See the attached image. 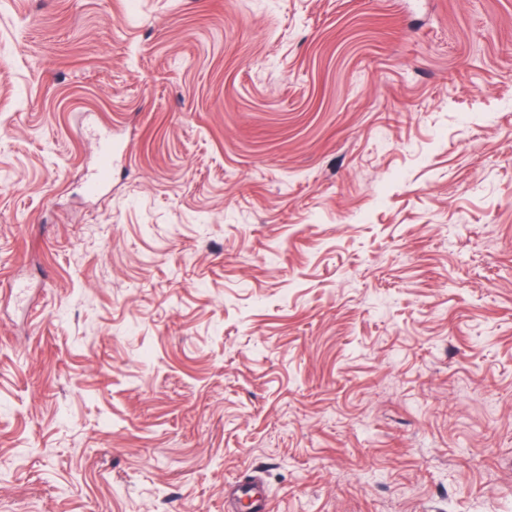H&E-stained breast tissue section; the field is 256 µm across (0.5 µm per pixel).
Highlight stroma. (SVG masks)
Segmentation results:
<instances>
[{"label":"stroma","mask_w":512,"mask_h":512,"mask_svg":"<svg viewBox=\"0 0 512 512\" xmlns=\"http://www.w3.org/2000/svg\"><path fill=\"white\" fill-rule=\"evenodd\" d=\"M255 472L512 512V0H0V512ZM118 151L119 148L112 144V141L104 140L101 143L95 173L85 184V192L88 196H97L105 189L112 177V162Z\"/></svg>","instance_id":"35a3bbf8"}]
</instances>
